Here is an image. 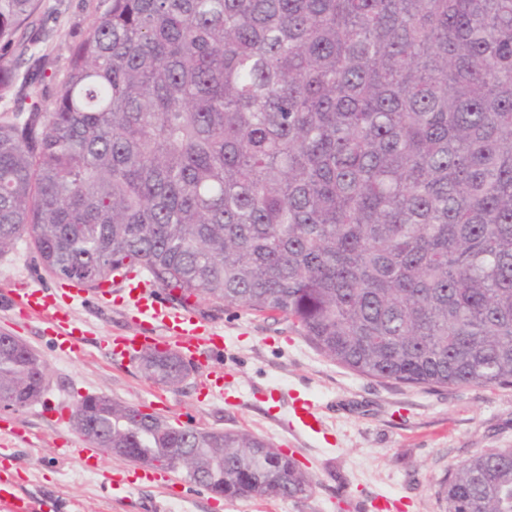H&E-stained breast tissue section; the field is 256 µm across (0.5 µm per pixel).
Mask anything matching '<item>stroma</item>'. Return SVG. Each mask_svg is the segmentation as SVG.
I'll return each instance as SVG.
<instances>
[{
    "mask_svg": "<svg viewBox=\"0 0 512 512\" xmlns=\"http://www.w3.org/2000/svg\"><path fill=\"white\" fill-rule=\"evenodd\" d=\"M109 0H40L39 19L30 35L52 81L36 95L51 106L63 81L70 47L92 27ZM58 288L62 279L42 267L29 240L0 255V332L25 342L45 365L46 390L40 401L16 411L0 410V427L17 426L23 436L0 448V464L12 470L26 490L75 498L84 512H254L250 498L217 500L206 488L168 471L170 489L138 482L118 501L110 474L129 461L100 455L97 469L79 456L57 453L76 440L71 417L80 399L105 394L122 404L182 425L205 430L244 431L263 437L291 454L313 480L302 499H274L272 512H442L437 492L452 466L492 448H512V388L471 386L409 387L379 382L345 369L314 349L287 321L227 307L203 297L182 301L180 290L160 288L173 309L192 304L224 336L216 365L225 392L199 394L200 374L177 388L155 385L136 360H115L107 340L137 332L132 313L81 292L71 311L85 329L86 359L59 352L37 320L11 311L7 294L16 284ZM314 405L315 428L294 417L296 399ZM38 436L28 445L29 436Z\"/></svg>",
    "mask_w": 512,
    "mask_h": 512,
    "instance_id": "stroma-1",
    "label": "stroma"
}]
</instances>
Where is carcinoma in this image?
Here are the masks:
<instances>
[{"label":"carcinoma","instance_id":"carcinoma-1","mask_svg":"<svg viewBox=\"0 0 512 512\" xmlns=\"http://www.w3.org/2000/svg\"><path fill=\"white\" fill-rule=\"evenodd\" d=\"M38 0H0V40ZM26 82L48 79L29 57ZM0 60V255L95 291L144 267L183 297L276 313L336 364L409 386L512 387V0H110L52 107ZM180 386L174 352L141 358ZM47 387L20 339L0 402ZM74 430L227 499L313 482L266 439L107 395ZM444 512H512V448L458 464Z\"/></svg>","mask_w":512,"mask_h":512}]
</instances>
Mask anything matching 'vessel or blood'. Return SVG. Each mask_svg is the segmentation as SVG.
<instances>
[{"instance_id":"1","label":"vessel or blood","mask_w":512,"mask_h":512,"mask_svg":"<svg viewBox=\"0 0 512 512\" xmlns=\"http://www.w3.org/2000/svg\"><path fill=\"white\" fill-rule=\"evenodd\" d=\"M120 290H113V283ZM119 292L122 303L133 317L147 320L148 328L135 334L113 337L112 354L130 358L143 351H174L180 356L198 362L224 349V338L213 325L202 318L180 313L161 304L158 293L140 274L123 270L117 280H105L101 295ZM72 290L56 293L48 289L17 287L11 289L12 308L26 318L40 321L54 333L53 342L59 351L74 353L81 341L80 331L71 314L60 303L61 298L72 297ZM76 499H57L48 495L30 493L7 471L0 470V512H81Z\"/></svg>"}]
</instances>
